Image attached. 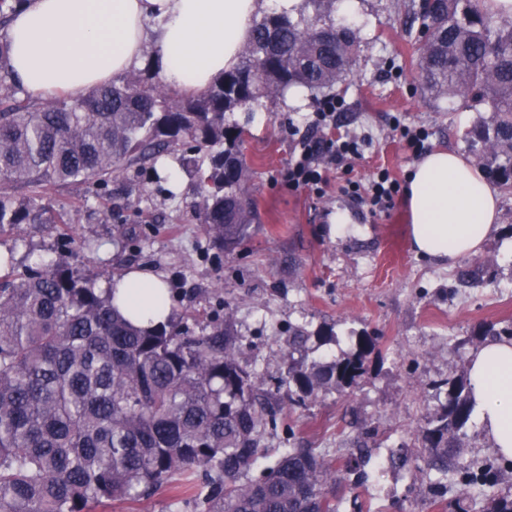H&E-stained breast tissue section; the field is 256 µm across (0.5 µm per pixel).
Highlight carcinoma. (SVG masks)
Returning <instances> with one entry per match:
<instances>
[{
  "label": "carcinoma",
  "mask_w": 512,
  "mask_h": 512,
  "mask_svg": "<svg viewBox=\"0 0 512 512\" xmlns=\"http://www.w3.org/2000/svg\"><path fill=\"white\" fill-rule=\"evenodd\" d=\"M314 13L275 11L252 22L243 64L208 89L181 95L132 74L79 98L17 100L0 36V234L23 224H64L51 196L76 183L96 186L112 211V182L124 171H156L171 157L194 178V216L212 244L232 252L251 234L241 129L225 115L263 96L303 89L337 94L359 49L360 29ZM414 20L430 30L421 48L423 89L436 99L483 106L465 133L484 175L512 191V25L497 26L480 0H433ZM89 242L68 238L67 256L24 269L0 252V512H97L164 487L194 492L199 512H346L340 477L302 443L266 446L282 426L283 401L356 389L376 337L354 352L309 357L307 342L337 341L330 329L295 330L286 375L267 388L239 361L231 321L190 331L184 318L137 327L94 287ZM438 412L421 428L433 486L458 475L462 494H482V512H512L493 492L498 467L471 463L455 443L472 414L465 375L436 383ZM268 459L253 472L258 457Z\"/></svg>",
  "instance_id": "1"
}]
</instances>
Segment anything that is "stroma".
<instances>
[{
	"mask_svg": "<svg viewBox=\"0 0 512 512\" xmlns=\"http://www.w3.org/2000/svg\"><path fill=\"white\" fill-rule=\"evenodd\" d=\"M419 3L336 0L328 12L332 22L351 21L367 37L342 93L349 109L336 127L367 143L351 171L330 172L323 196L288 189L280 177L317 110L308 94L264 97L250 111L231 114L244 128L241 153L250 170L245 189L255 211L250 237L234 252L219 251L204 234L192 211L195 187L183 172L157 184L125 173L108 220L90 186L73 184L54 202L69 224H26L0 236V251H12L21 266L36 255L63 257V234L85 239L96 246L89 267L101 286L108 283L106 270L114 268L160 276L175 309L188 312L191 330L231 318L240 362L268 386L286 371L292 327L333 330L337 343L318 350L331 358L353 351L358 332L376 336L378 353L357 389L283 409L296 437L339 470L355 449L358 425L372 428L365 479L357 484L348 475L342 481L345 497L356 499L362 512H453L456 485L436 497L419 477V430L437 409L436 383L467 373L484 343L479 327L512 322V193L502 192L499 230L475 256L488 277L464 287L460 266L416 254L404 195L374 214L351 208L339 190L348 178L367 183L380 168L405 182L417 157L392 131L394 115L425 126L430 148L469 152L464 134L477 112L459 100L430 99L422 88L418 27L411 22ZM122 223L140 229L123 250L112 244ZM99 512H194V504L166 488Z\"/></svg>",
	"mask_w": 512,
	"mask_h": 512,
	"instance_id": "35a3bbf8",
	"label": "stroma"
}]
</instances>
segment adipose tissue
<instances>
[{
    "label": "adipose tissue",
    "instance_id": "obj_1",
    "mask_svg": "<svg viewBox=\"0 0 512 512\" xmlns=\"http://www.w3.org/2000/svg\"><path fill=\"white\" fill-rule=\"evenodd\" d=\"M261 0H27L10 23V73L33 99L80 95L153 63L169 88L199 92L233 69ZM405 201L415 252L456 263L498 230L501 196L457 152L438 149L411 170ZM154 275L129 273L117 306L136 326L162 321ZM478 420L498 455L512 460V340L490 341L468 369Z\"/></svg>",
    "mask_w": 512,
    "mask_h": 512
}]
</instances>
